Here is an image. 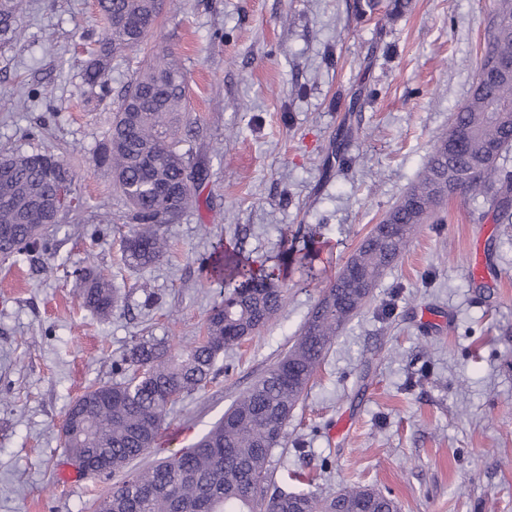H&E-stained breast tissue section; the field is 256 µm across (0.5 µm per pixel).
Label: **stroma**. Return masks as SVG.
Returning a JSON list of instances; mask_svg holds the SVG:
<instances>
[{
    "mask_svg": "<svg viewBox=\"0 0 512 512\" xmlns=\"http://www.w3.org/2000/svg\"><path fill=\"white\" fill-rule=\"evenodd\" d=\"M180 0L105 88L82 80L105 29L96 0H22L23 38L0 45V155L49 151L75 173L79 220L45 249L0 258V512H93L109 478H59L61 428L86 387L119 381L139 337L202 338L219 288L212 243L271 266L283 310L226 351L217 378L179 398L152 450L195 442L296 341L330 282L422 171L467 98L494 0ZM173 55L188 83L194 160L209 171L168 251L124 265L131 226L96 157L143 59ZM421 225L336 338L269 460L272 488L371 485L401 512H512V224L482 198L448 199ZM312 268L289 263L296 251ZM491 257L495 273L471 267ZM109 277L102 318L78 304L71 272Z\"/></svg>",
    "mask_w": 512,
    "mask_h": 512,
    "instance_id": "obj_1",
    "label": "stroma"
}]
</instances>
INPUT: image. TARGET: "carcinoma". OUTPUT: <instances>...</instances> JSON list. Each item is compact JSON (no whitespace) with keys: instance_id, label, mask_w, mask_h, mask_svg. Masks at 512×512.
<instances>
[{"instance_id":"obj_1","label":"carcinoma","mask_w":512,"mask_h":512,"mask_svg":"<svg viewBox=\"0 0 512 512\" xmlns=\"http://www.w3.org/2000/svg\"><path fill=\"white\" fill-rule=\"evenodd\" d=\"M107 27L83 69V80L106 85L112 56L139 48L157 25L163 0H99ZM20 0H0V44L21 36ZM486 27V48L476 80L438 138L415 183L391 207L347 261L359 277L339 275L306 319L288 352L247 388L224 416L187 448L132 467L153 449L170 406L210 382L224 351L255 336L286 304L283 287L256 271L249 259L218 241L210 266L220 294L205 321V336L178 351L165 342L136 340L122 362L120 382L87 389L68 408L64 452L89 477H122L97 512H400L381 491L358 486L335 494L302 490L268 493L269 459L281 445L293 410L334 339L367 302L385 270L405 252L422 224L441 221L452 195L483 196L498 224H512V171L499 159L512 148V0H496ZM187 83L170 55L146 60L124 89L99 161L113 179L136 225L123 244L124 263L145 268L167 250L164 228L178 222L208 171L192 163L182 125ZM466 130L450 149L455 128ZM73 194V175L50 152L0 160V238L4 258L45 245L48 225L80 215V205L55 206L60 183ZM82 284L80 305L102 317L116 307L112 280L91 267L73 270Z\"/></svg>"}]
</instances>
